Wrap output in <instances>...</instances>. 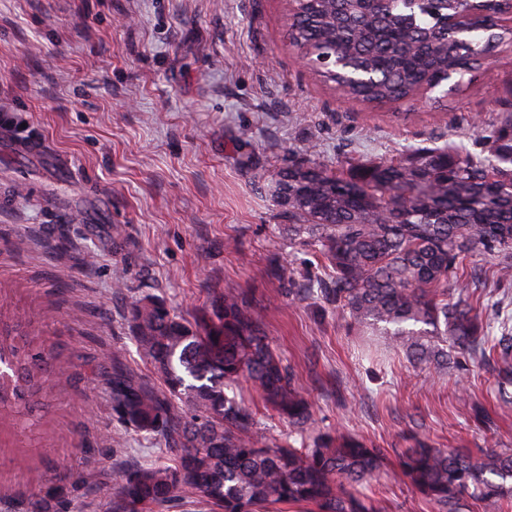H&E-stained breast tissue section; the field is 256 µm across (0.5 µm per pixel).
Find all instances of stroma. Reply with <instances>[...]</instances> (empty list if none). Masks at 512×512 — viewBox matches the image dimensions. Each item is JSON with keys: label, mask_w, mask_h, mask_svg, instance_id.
I'll return each mask as SVG.
<instances>
[{"label": "stroma", "mask_w": 512, "mask_h": 512, "mask_svg": "<svg viewBox=\"0 0 512 512\" xmlns=\"http://www.w3.org/2000/svg\"><path fill=\"white\" fill-rule=\"evenodd\" d=\"M287 23L285 0H0V302L72 374L36 425L0 426V512H20L39 485L69 487L89 453L107 466L85 477L90 512H111L108 468L134 467L149 442L133 430L106 440L116 422L97 364L116 351L154 379L126 318L145 294L190 320L221 292L245 294L319 425L390 459L414 433L439 448L512 446V405L496 403L491 369L468 376L493 410L479 428L453 377L429 383L401 355L371 363L367 337L290 293L292 272L324 268L279 230L271 192L311 137L330 168L436 137L471 141V118L512 101V51L442 103L394 117L304 68ZM376 493L389 512H432L394 477Z\"/></svg>", "instance_id": "35a3bbf8"}]
</instances>
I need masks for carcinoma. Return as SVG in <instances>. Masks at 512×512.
Returning <instances> with one entry per match:
<instances>
[{
  "instance_id": "obj_1",
  "label": "carcinoma",
  "mask_w": 512,
  "mask_h": 512,
  "mask_svg": "<svg viewBox=\"0 0 512 512\" xmlns=\"http://www.w3.org/2000/svg\"><path fill=\"white\" fill-rule=\"evenodd\" d=\"M285 2L291 47L341 96L371 109L410 106L512 47V0ZM473 128L477 150L433 140L334 170L319 162L317 141L306 140L275 181L278 228L323 261L327 277L304 274L305 292L351 331L381 337L434 379L453 371L464 396L468 364L489 366L499 401L512 404V312L502 301L483 307L458 288L477 257L494 259L499 277L512 278V105L495 124ZM128 320L159 384L114 358L112 414L164 442L165 457L112 468L115 512L190 502L210 512H385L372 487L386 475L387 450L316 425L294 368L263 332V310L244 294L224 292L213 316L191 322L146 295L131 303ZM0 359L10 364L0 409L22 408L34 419L66 370L1 309ZM263 415L287 419L288 435L262 437ZM470 419L492 422L479 402ZM398 465L434 512H463L473 500L512 512V448L473 453L416 438ZM89 508L45 486L26 512Z\"/></svg>"
}]
</instances>
